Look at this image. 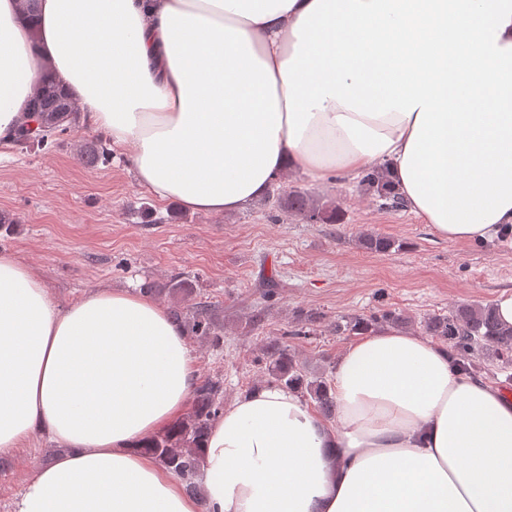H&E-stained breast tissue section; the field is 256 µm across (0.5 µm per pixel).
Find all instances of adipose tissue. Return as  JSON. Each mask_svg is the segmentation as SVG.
I'll list each match as a JSON object with an SVG mask.
<instances>
[{
  "label": "adipose tissue",
  "instance_id": "obj_1",
  "mask_svg": "<svg viewBox=\"0 0 512 512\" xmlns=\"http://www.w3.org/2000/svg\"><path fill=\"white\" fill-rule=\"evenodd\" d=\"M157 199L221 214L292 169L377 162L451 241L512 224V0H0V147L44 72ZM195 358L164 307L101 288L63 307L0 252V455L62 446L14 512H512V398L383 330L330 381L337 424L258 389L212 424L204 498L143 449Z\"/></svg>",
  "mask_w": 512,
  "mask_h": 512
}]
</instances>
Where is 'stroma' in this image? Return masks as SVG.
I'll return each mask as SVG.
<instances>
[{"mask_svg":"<svg viewBox=\"0 0 512 512\" xmlns=\"http://www.w3.org/2000/svg\"><path fill=\"white\" fill-rule=\"evenodd\" d=\"M92 135L80 122L51 148L15 145L0 159V214L13 218L0 224V250L17 253L64 305L100 287L136 293L148 281L192 280L194 301L209 305L223 335L218 346L189 338L197 378L222 380L225 403L267 387L270 340L287 342L308 373L327 376L353 341L331 329L338 316L396 311L420 335L429 316L512 295V228L486 241L450 242L359 183L317 186L293 175L243 210L191 212L139 186L117 147L106 162L86 166L78 150ZM292 189L337 207L340 222L308 224L285 212L280 199ZM364 234L399 247L367 252L358 245ZM301 315L314 317V335H293ZM61 451L41 434L0 456V512H12L27 480Z\"/></svg>","mask_w":512,"mask_h":512,"instance_id":"stroma-1","label":"stroma"}]
</instances>
